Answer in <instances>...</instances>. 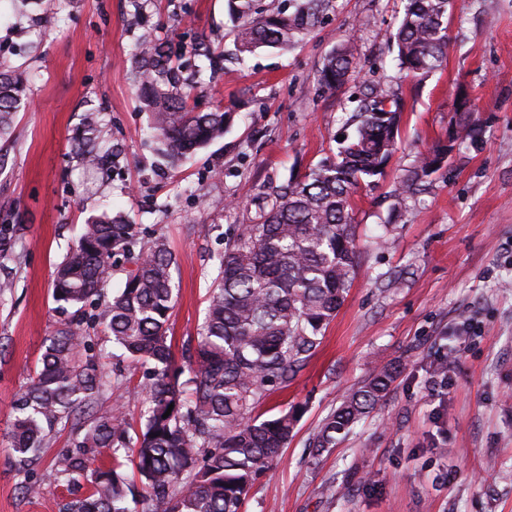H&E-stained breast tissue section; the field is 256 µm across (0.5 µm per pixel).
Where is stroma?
<instances>
[{"label":"stroma","mask_w":512,"mask_h":512,"mask_svg":"<svg viewBox=\"0 0 512 512\" xmlns=\"http://www.w3.org/2000/svg\"><path fill=\"white\" fill-rule=\"evenodd\" d=\"M234 0H53L41 22L0 0V63L33 75L29 102L0 136V225L24 231L0 258V440L62 315L53 273L93 214L126 216L141 244L165 238L172 270L173 369L204 320L218 257L262 214L269 187L302 176L341 137L370 85L401 100L396 150L383 177L354 196L359 259L343 306L288 386L258 411L298 409L294 435L255 483L242 512H512V0H451L448 48L427 76L397 68L390 33L402 0H331L290 52H238ZM350 41L347 83L317 84L328 52ZM161 44L198 112L232 108L224 137L171 166L157 155L137 96L138 44ZM466 92L482 139L453 150L427 189L395 185L448 142ZM112 156L86 171L81 117ZM399 287H391V279ZM447 363L446 379L435 369ZM399 369L385 400L313 455L309 444L345 392L374 365ZM72 435H49L23 494L0 443V512H63L85 486L58 482L53 458Z\"/></svg>","instance_id":"35a3bbf8"}]
</instances>
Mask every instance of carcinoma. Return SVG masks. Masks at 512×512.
<instances>
[{"label": "carcinoma", "mask_w": 512, "mask_h": 512, "mask_svg": "<svg viewBox=\"0 0 512 512\" xmlns=\"http://www.w3.org/2000/svg\"><path fill=\"white\" fill-rule=\"evenodd\" d=\"M237 26L240 50L291 49L315 25L325 0H307L294 15L280 0ZM448 0H405L392 38L399 69L415 76L436 69L448 45ZM143 59L141 101L152 113L159 151L175 162L224 136L231 112L217 107L196 112L191 92L181 86L162 46L139 45ZM353 52L341 45L322 62L319 84L333 90L346 81ZM29 88L27 69L0 71V133ZM370 103L357 113L356 134L336 153L303 176L271 189L262 221L242 225L224 246L218 274L208 290L205 320L185 378L171 373L168 342L174 306L175 260L160 238L141 249L127 272L124 288L98 312L88 308L106 296L114 258L129 254L139 231L120 216H94L56 267L53 298L67 315L49 336L40 365L14 403L6 434L17 472L28 485L32 466L47 437L65 428L71 446L54 459L59 482H84L86 495L67 502L63 512H241L255 481L293 437L297 414L282 410L261 418L255 409L268 394L288 386L320 346L323 333L345 301L358 267L353 197L363 182L383 175L399 132L400 108L389 87L369 88ZM449 139L475 141L480 125L470 109ZM448 155L436 147L400 179L397 195L422 191ZM21 226H0V257L14 252ZM102 327L120 357L150 366L145 376V408L140 429L132 432L124 406L106 413L98 399L118 390L92 352L89 330ZM397 376L393 366L378 368L348 392L323 422L311 447L320 452L336 443L388 395ZM174 408H169V405ZM171 414H166V411ZM112 466H97L104 452ZM132 457L138 481L128 478L120 459Z\"/></svg>", "instance_id": "cac0c4a2"}]
</instances>
